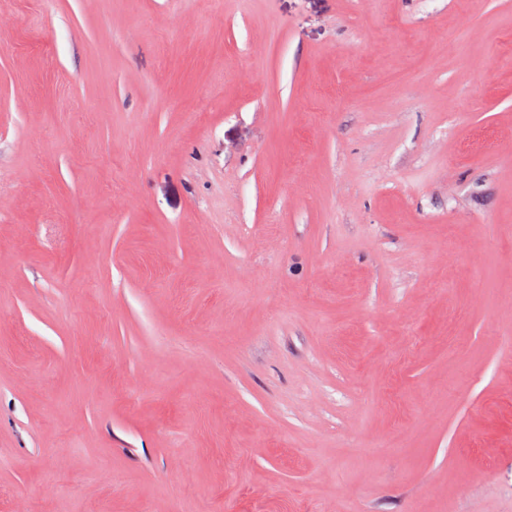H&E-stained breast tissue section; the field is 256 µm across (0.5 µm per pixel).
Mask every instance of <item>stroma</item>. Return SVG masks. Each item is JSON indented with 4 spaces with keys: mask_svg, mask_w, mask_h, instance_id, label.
Segmentation results:
<instances>
[{
    "mask_svg": "<svg viewBox=\"0 0 512 512\" xmlns=\"http://www.w3.org/2000/svg\"><path fill=\"white\" fill-rule=\"evenodd\" d=\"M512 0H0V512H512Z\"/></svg>",
    "mask_w": 512,
    "mask_h": 512,
    "instance_id": "obj_1",
    "label": "stroma"
}]
</instances>
